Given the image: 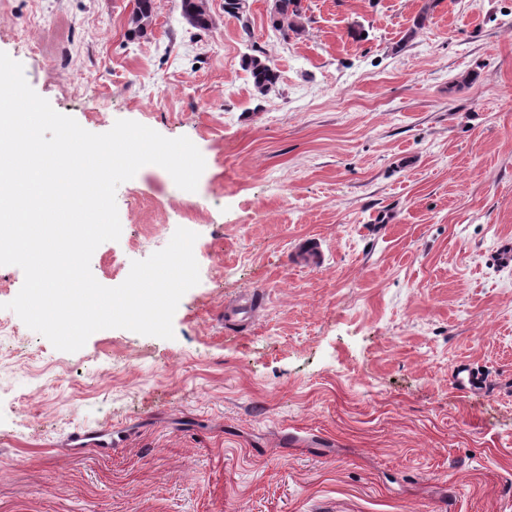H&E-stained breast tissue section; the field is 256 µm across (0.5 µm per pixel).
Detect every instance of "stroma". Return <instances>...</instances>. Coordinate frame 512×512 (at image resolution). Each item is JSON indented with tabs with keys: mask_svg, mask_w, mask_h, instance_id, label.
Masks as SVG:
<instances>
[{
	"mask_svg": "<svg viewBox=\"0 0 512 512\" xmlns=\"http://www.w3.org/2000/svg\"><path fill=\"white\" fill-rule=\"evenodd\" d=\"M425 2L303 0L287 41L249 0L246 41L224 0L206 33L157 0L131 42L134 0H0V52L57 112L205 159L193 192L156 165L121 183L91 258L117 286L194 221L173 338L57 350L0 266V512H512V0H435L418 29ZM255 49L280 75L263 98ZM306 237L320 269L293 261ZM77 431L111 453H73ZM244 69L249 74L253 91L266 96L277 85L279 74L275 62L265 53L249 56L244 60ZM255 299L253 292L242 293L235 304L225 308V321H248L255 312ZM69 442L72 448H94L105 455L112 451V437L107 432L95 435L75 432L70 436Z\"/></svg>",
	"mask_w": 512,
	"mask_h": 512,
	"instance_id": "stroma-1",
	"label": "stroma"
}]
</instances>
